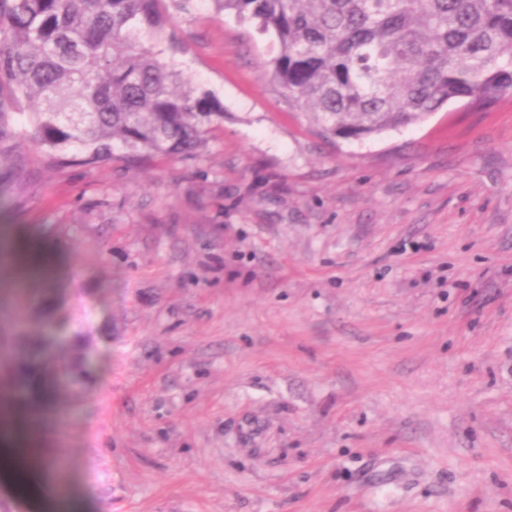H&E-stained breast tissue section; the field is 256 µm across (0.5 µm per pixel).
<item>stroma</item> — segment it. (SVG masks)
Instances as JSON below:
<instances>
[{
	"label": "stroma",
	"mask_w": 512,
	"mask_h": 512,
	"mask_svg": "<svg viewBox=\"0 0 512 512\" xmlns=\"http://www.w3.org/2000/svg\"><path fill=\"white\" fill-rule=\"evenodd\" d=\"M161 47L224 106L195 159L16 148L0 230L63 264L0 298V405L52 375L86 512H512V92L351 142L209 0Z\"/></svg>",
	"instance_id": "1"
}]
</instances>
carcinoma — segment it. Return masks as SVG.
<instances>
[{"instance_id":"carcinoma-1","label":"carcinoma","mask_w":512,"mask_h":512,"mask_svg":"<svg viewBox=\"0 0 512 512\" xmlns=\"http://www.w3.org/2000/svg\"><path fill=\"white\" fill-rule=\"evenodd\" d=\"M272 37L266 62L321 132L361 141L512 90V0H211ZM179 0H0V186L18 140L93 166L120 145L185 160L224 107L162 61ZM38 109L13 125L24 102Z\"/></svg>"}]
</instances>
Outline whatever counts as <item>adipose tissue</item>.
<instances>
[{
  "label": "adipose tissue",
  "instance_id": "obj_1",
  "mask_svg": "<svg viewBox=\"0 0 512 512\" xmlns=\"http://www.w3.org/2000/svg\"><path fill=\"white\" fill-rule=\"evenodd\" d=\"M0 261L11 269L18 281L30 284L42 272L54 271L58 252L50 249L39 236H14L0 244ZM32 397L23 403L0 410V484L11 491L32 493L40 499L44 512H75L77 505L69 494H45L54 484L51 467L52 443L46 434L44 397L50 390L48 374L30 376Z\"/></svg>",
  "mask_w": 512,
  "mask_h": 512
}]
</instances>
